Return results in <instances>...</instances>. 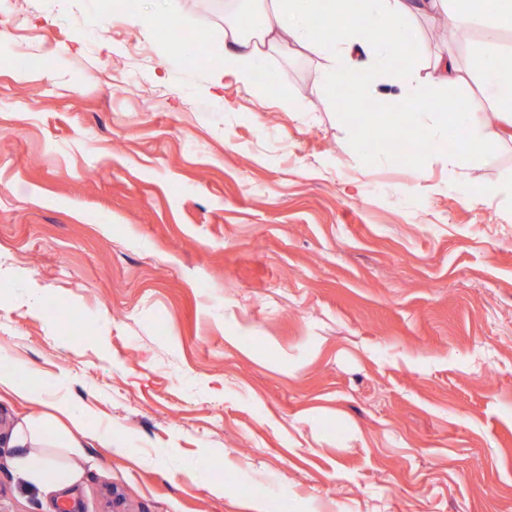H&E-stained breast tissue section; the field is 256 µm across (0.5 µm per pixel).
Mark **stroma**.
Returning <instances> with one entry per match:
<instances>
[{"mask_svg": "<svg viewBox=\"0 0 512 512\" xmlns=\"http://www.w3.org/2000/svg\"><path fill=\"white\" fill-rule=\"evenodd\" d=\"M225 0H180L181 36L99 0L0 7V360L89 407L76 478L27 486L0 395V512H512V142L448 168L364 151L397 86L351 107L325 60L285 46L281 87L213 86ZM419 76L469 48L414 18ZM224 487L214 495L210 484Z\"/></svg>", "mask_w": 512, "mask_h": 512, "instance_id": "1", "label": "stroma"}]
</instances>
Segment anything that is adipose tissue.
<instances>
[{"instance_id":"obj_1","label":"adipose tissue","mask_w":512,"mask_h":512,"mask_svg":"<svg viewBox=\"0 0 512 512\" xmlns=\"http://www.w3.org/2000/svg\"><path fill=\"white\" fill-rule=\"evenodd\" d=\"M258 20L242 28L237 18L224 25V66L217 80L251 83L267 54L285 42H293L323 54L327 60L326 81H348L352 70L375 76L387 70L395 53L413 55L415 43L407 25L417 15L447 8L448 0H258ZM371 18L375 25L391 30L390 40H374L370 28L358 24V17ZM476 70L494 120L479 117L476 110L459 108L449 113L440 98L427 93V86L455 82L458 66L453 54L439 55L427 81H420L413 67L396 71L402 91L387 103L399 117L398 128L407 137L448 138L466 132L465 145L448 154V164L462 167L475 144L512 142V97L502 91L512 87V65L493 55L480 57ZM89 415L68 396L54 393L51 409L30 415L14 429L20 452L12 460L15 470L29 483L49 486L74 479L68 461L76 454L77 432L83 431ZM67 417L71 430L59 425Z\"/></svg>"}]
</instances>
